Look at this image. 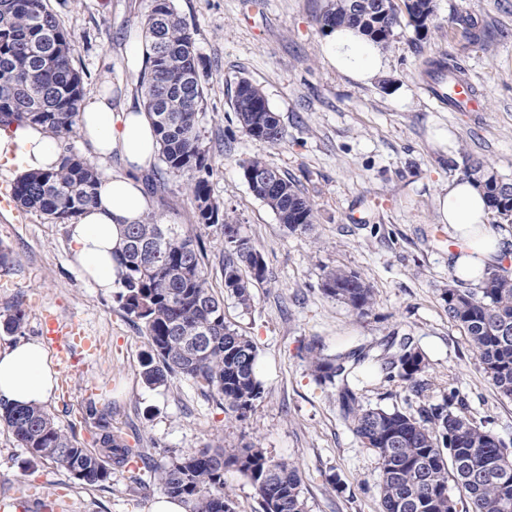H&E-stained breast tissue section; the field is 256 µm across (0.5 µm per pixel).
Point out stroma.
Wrapping results in <instances>:
<instances>
[{
    "label": "stroma",
    "instance_id": "stroma-1",
    "mask_svg": "<svg viewBox=\"0 0 512 512\" xmlns=\"http://www.w3.org/2000/svg\"><path fill=\"white\" fill-rule=\"evenodd\" d=\"M71 35V57L84 94L110 88L113 107L140 100V69L126 55L143 38L151 0H48ZM204 62L205 110L199 116L212 173L209 188L221 210L262 253L266 278L242 308L224 290L214 229L198 225L184 178L163 184L142 180L150 210L165 224L201 238L205 270L224 319L258 348L263 393L244 416L191 380L173 378L151 388L140 377L144 332L115 292L84 280L73 259L66 225L35 210L0 208V243L12 263L0 271V311L18 305L27 321L20 335L0 332V346L41 339L45 315L77 323L96 347L75 352L65 370L66 389L46 405L56 423L91 443L89 407L109 412L112 426L139 441L146 467L141 483L113 471L102 487L78 484L49 460L30 462L11 431L0 426V503L48 499L56 512H148L159 496L155 469L186 451L215 444L226 450L254 445L295 463L308 512H381L379 468L340 414L338 391L318 385L305 345L321 337L328 352L359 349L366 355L348 380L368 407L416 412L443 403L456 388L467 414L504 441H512V401L480 368L468 337L449 323L441 298L453 281L448 227L437 220L434 199L462 176L467 157L483 160L512 182V0H435L427 29L397 27L385 46L386 74L361 85L328 66L326 36L318 22L327 0H174ZM471 15L480 37L467 40L456 24ZM452 55L481 99L457 112L431 98L425 62ZM255 83L287 131L276 146L247 137L231 105L237 83ZM454 138L440 144L438 131ZM259 158L295 182L315 208L312 231L289 233L254 196L240 163ZM360 273L374 289L368 316L357 317L325 296V269ZM410 343L426 361L422 397L405 382L387 379L383 356Z\"/></svg>",
    "mask_w": 512,
    "mask_h": 512
}]
</instances>
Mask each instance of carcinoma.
I'll return each instance as SVG.
<instances>
[{"label":"carcinoma","mask_w":512,"mask_h":512,"mask_svg":"<svg viewBox=\"0 0 512 512\" xmlns=\"http://www.w3.org/2000/svg\"><path fill=\"white\" fill-rule=\"evenodd\" d=\"M364 2L370 10L357 7V0H328L317 22L324 30L358 29L385 45L401 24V13L420 31L435 12L433 0H403L402 12L394 0ZM144 28L147 58L139 86L159 143L163 163L159 180L169 175L187 177L197 224L215 228L224 244V288L248 308L250 288L265 280L266 266L240 225L221 212L210 195L212 168L198 129L205 87L192 33L172 0H153ZM442 73L463 81L453 59L426 61V75ZM82 97L83 80L71 60L69 34L46 0H0V129L43 126L59 139L63 150L58 169L29 172L16 180L14 200L61 224L97 203L102 181L97 165L76 155L71 146ZM232 106L248 137L272 145L285 141L287 132L279 116L250 80L238 81ZM241 169L249 189L288 232L310 230L314 205L294 182L259 158L243 162ZM465 173L481 188L491 209L512 223V191L504 192L512 183L479 159H466ZM118 257L125 268L118 301L141 323L147 337L141 359L143 381L161 386L175 377L191 379L217 394L228 412L243 416L254 410L262 394L258 349L251 337L225 322L224 300L208 284L199 244L178 225L163 224L149 213L142 222L125 226ZM321 288L359 317L369 315L374 306L373 288L357 272L330 268L324 271ZM442 300L448 321L469 337L484 373L503 397L512 400V274L499 268L474 290L450 283ZM25 321L26 313L17 305L0 312V326L8 333L22 331ZM306 349L311 374L321 385L335 384L349 359L362 360L353 351L326 354L322 340L316 338ZM383 366L388 378L397 377L416 394L422 393L417 376L425 371V357L409 343L385 358ZM338 397L343 419L377 458L382 512H512V451L467 417L456 388L448 389L445 404L424 406L417 417L396 409L364 407L347 384ZM88 418L95 428L89 448L64 432L40 405L0 404V422L31 461L49 459L79 483L101 486L110 480L112 469L138 462L144 451L131 447L97 409H89ZM228 468L254 487L262 512H307L299 467L275 460L255 446L227 453L216 445L177 454L155 479L164 494L183 501L188 512H235L224 496ZM450 476L462 492L457 500L448 494Z\"/></svg>","instance_id":"cac0c4a2"}]
</instances>
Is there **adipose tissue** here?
<instances>
[{
    "instance_id": "ef3b65f1",
    "label": "adipose tissue",
    "mask_w": 512,
    "mask_h": 512,
    "mask_svg": "<svg viewBox=\"0 0 512 512\" xmlns=\"http://www.w3.org/2000/svg\"><path fill=\"white\" fill-rule=\"evenodd\" d=\"M325 61L352 81L372 84L388 68L381 48L357 29L340 26L327 36ZM79 129L84 143L99 161L119 158L123 171L103 179L98 202L68 225L73 256L88 281L104 290L119 285L122 275L114 254L123 225L141 221L149 200L138 173L153 166L159 143L142 109L126 104L113 109L112 96L101 91L83 100ZM12 153L22 158V172L55 169L60 159L59 141L39 126H26L12 135L0 134V157ZM439 223L448 227L455 249L448 264L457 277L477 281L499 264L506 252L502 236L490 229V212L482 192L467 178H455L435 198ZM55 371L44 346L35 340L0 349V401L16 405L42 404L54 392Z\"/></svg>"
}]
</instances>
